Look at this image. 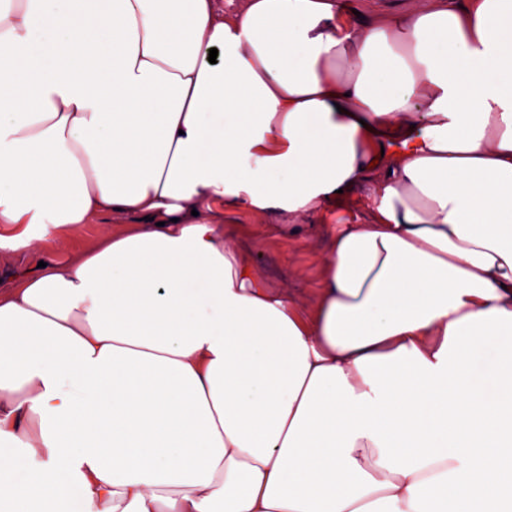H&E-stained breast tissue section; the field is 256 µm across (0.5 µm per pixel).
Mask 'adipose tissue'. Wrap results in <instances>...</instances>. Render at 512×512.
<instances>
[{"instance_id": "adipose-tissue-1", "label": "adipose tissue", "mask_w": 512, "mask_h": 512, "mask_svg": "<svg viewBox=\"0 0 512 512\" xmlns=\"http://www.w3.org/2000/svg\"><path fill=\"white\" fill-rule=\"evenodd\" d=\"M358 188L313 308L224 238ZM88 224L0 282L9 512H512V0H15L0 254ZM357 11L361 13V19L374 17L386 9L406 8L409 0H351ZM94 242V236L90 230V226L84 227L82 230L70 236V250L63 251L59 249L55 240L48 239L43 243L42 249L38 252L39 258L53 259L60 263H65L74 254L89 247Z\"/></svg>"}]
</instances>
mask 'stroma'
<instances>
[{
	"mask_svg": "<svg viewBox=\"0 0 512 512\" xmlns=\"http://www.w3.org/2000/svg\"><path fill=\"white\" fill-rule=\"evenodd\" d=\"M371 214L363 190L357 189L336 207L295 219L228 210L224 231L255 263L270 288L289 292L309 307L317 299L321 262L331 233L340 224L366 222Z\"/></svg>",
	"mask_w": 512,
	"mask_h": 512,
	"instance_id": "obj_1",
	"label": "stroma"
}]
</instances>
